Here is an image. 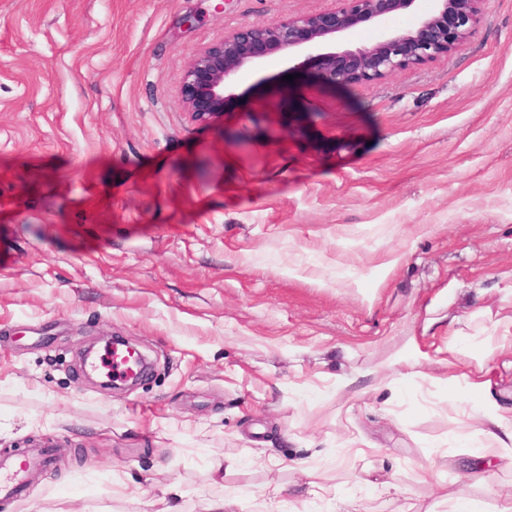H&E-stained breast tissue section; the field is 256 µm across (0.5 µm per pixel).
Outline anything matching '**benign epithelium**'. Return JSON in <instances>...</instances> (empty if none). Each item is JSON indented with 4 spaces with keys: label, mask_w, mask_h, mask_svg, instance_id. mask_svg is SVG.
I'll use <instances>...</instances> for the list:
<instances>
[{
    "label": "benign epithelium",
    "mask_w": 512,
    "mask_h": 512,
    "mask_svg": "<svg viewBox=\"0 0 512 512\" xmlns=\"http://www.w3.org/2000/svg\"><path fill=\"white\" fill-rule=\"evenodd\" d=\"M419 0H336L333 9L253 22L224 33L184 70L183 102L191 116L209 122L224 113L234 95L226 93L245 68H258L273 54L312 65L333 84L357 85L425 64L455 51L475 31L485 0H426L429 7L410 29H392L389 18L410 11ZM381 28L368 44L346 48L336 43L350 30Z\"/></svg>",
    "instance_id": "1"
}]
</instances>
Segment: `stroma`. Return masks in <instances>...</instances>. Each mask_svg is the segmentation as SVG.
Segmentation results:
<instances>
[{"mask_svg": "<svg viewBox=\"0 0 512 512\" xmlns=\"http://www.w3.org/2000/svg\"><path fill=\"white\" fill-rule=\"evenodd\" d=\"M334 6L0 0V451L63 455L0 512H266L272 480L281 512H334L311 480L361 512L481 496L446 387L325 393L512 289V0L374 83L275 56L212 122L181 97L225 32ZM114 336L151 363L124 391L81 366Z\"/></svg>", "mask_w": 512, "mask_h": 512, "instance_id": "35a3bbf8", "label": "stroma"}]
</instances>
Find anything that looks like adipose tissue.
Wrapping results in <instances>:
<instances>
[{
	"instance_id": "ef3b65f1",
	"label": "adipose tissue",
	"mask_w": 512,
	"mask_h": 512,
	"mask_svg": "<svg viewBox=\"0 0 512 512\" xmlns=\"http://www.w3.org/2000/svg\"><path fill=\"white\" fill-rule=\"evenodd\" d=\"M446 351L445 358L435 360L433 368L423 373L419 366L426 355L416 341H409L382 367L336 374L330 382L331 395L343 404L358 401L387 372L402 381L421 375L447 385L448 406L458 419L457 440L466 445L472 437L480 439L479 461L464 473V483L485 486L491 497L511 501L512 492L491 480L493 470L512 471V406L496 395L498 383L491 363L512 362V290L507 291L488 328L469 336L449 337Z\"/></svg>"
}]
</instances>
